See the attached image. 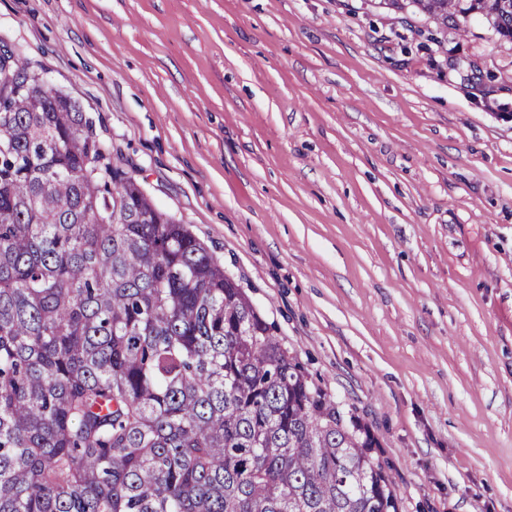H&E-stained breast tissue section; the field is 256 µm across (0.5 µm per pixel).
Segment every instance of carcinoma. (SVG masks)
Instances as JSON below:
<instances>
[{"label":"carcinoma","instance_id":"carcinoma-1","mask_svg":"<svg viewBox=\"0 0 512 512\" xmlns=\"http://www.w3.org/2000/svg\"><path fill=\"white\" fill-rule=\"evenodd\" d=\"M384 2L512 40V0ZM375 447L80 105L0 52V512H398Z\"/></svg>","mask_w":512,"mask_h":512}]
</instances>
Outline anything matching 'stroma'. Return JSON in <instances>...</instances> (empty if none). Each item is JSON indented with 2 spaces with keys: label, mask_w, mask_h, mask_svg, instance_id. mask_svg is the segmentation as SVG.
<instances>
[{
  "label": "stroma",
  "mask_w": 512,
  "mask_h": 512,
  "mask_svg": "<svg viewBox=\"0 0 512 512\" xmlns=\"http://www.w3.org/2000/svg\"><path fill=\"white\" fill-rule=\"evenodd\" d=\"M314 381L399 512H512V43L374 0H0Z\"/></svg>",
  "instance_id": "1"
}]
</instances>
